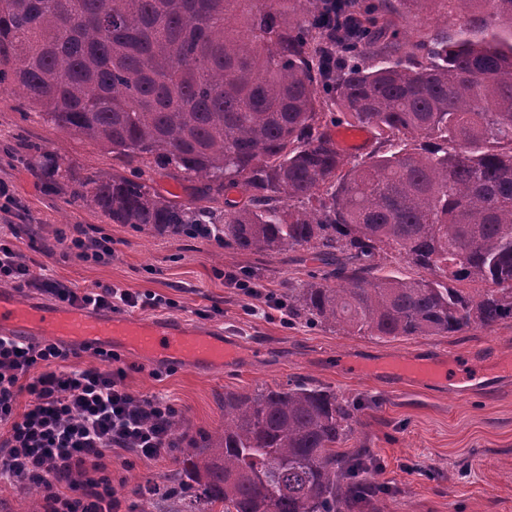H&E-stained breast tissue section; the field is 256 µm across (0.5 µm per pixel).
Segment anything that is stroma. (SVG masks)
Returning a JSON list of instances; mask_svg holds the SVG:
<instances>
[{"label":"stroma","instance_id":"obj_1","mask_svg":"<svg viewBox=\"0 0 512 512\" xmlns=\"http://www.w3.org/2000/svg\"><path fill=\"white\" fill-rule=\"evenodd\" d=\"M20 93L0 91V187L14 199L0 212V237L15 241L33 272L76 288L112 284L152 291L173 301L154 317L223 331L253 348L224 370L200 373L149 365L121 355L125 383L137 395H157L178 410L180 443L224 426V393L284 388L314 382L360 403V424L349 447L374 454L372 482L386 492L363 512H512V377H491L497 359L512 357V322L475 328L461 336L381 340L299 320L247 314V297L223 279L235 273L250 286L286 299L289 286L322 280L328 268L311 251L284 249L273 256L243 254L212 239L147 234L115 224L100 211L73 203L59 177L39 167L42 153H58L61 168L103 179L133 177L131 167L94 143L65 135L38 113L24 111ZM86 230L112 241L110 260L95 263L64 254L59 232ZM452 355L448 382L418 385L358 377L350 359ZM182 467L181 452L158 460L112 454V481L132 512H177L179 500H146V483L163 484Z\"/></svg>","mask_w":512,"mask_h":512}]
</instances>
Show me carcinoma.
I'll return each mask as SVG.
<instances>
[{"label": "carcinoma", "instance_id": "cac0c4a2", "mask_svg": "<svg viewBox=\"0 0 512 512\" xmlns=\"http://www.w3.org/2000/svg\"><path fill=\"white\" fill-rule=\"evenodd\" d=\"M392 0H0V90L128 166L201 181L174 203L124 176L68 173L114 224L335 261L288 315L382 340L512 322V0L398 58ZM338 116L327 117V113ZM371 128L364 158L340 122ZM233 192L242 201L229 198ZM395 252L430 277L385 268ZM356 405L296 381L224 392V428L183 449L179 512H355L383 490L341 449Z\"/></svg>", "mask_w": 512, "mask_h": 512}]
</instances>
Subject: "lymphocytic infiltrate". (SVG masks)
Here are the masks:
<instances>
[{"mask_svg":"<svg viewBox=\"0 0 512 512\" xmlns=\"http://www.w3.org/2000/svg\"><path fill=\"white\" fill-rule=\"evenodd\" d=\"M26 288L57 303L96 311L170 307L165 297L112 285L75 288L34 274L16 246L0 240V285ZM48 340L0 335V482L27 477L43 489L45 512H125L106 457L121 449L137 459L171 455L175 406L139 396L125 384L112 354L95 351L92 364ZM29 395L20 406L21 395Z\"/></svg>","mask_w":512,"mask_h":512,"instance_id":"obj_1","label":"lymphocytic infiltrate"}]
</instances>
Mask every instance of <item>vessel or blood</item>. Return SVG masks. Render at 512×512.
I'll list each match as a JSON object with an SVG mask.
<instances>
[{
    "mask_svg": "<svg viewBox=\"0 0 512 512\" xmlns=\"http://www.w3.org/2000/svg\"><path fill=\"white\" fill-rule=\"evenodd\" d=\"M365 129L340 127L336 143L345 150L362 149ZM0 334L21 338L47 337L77 352L101 349L133 351L150 362L186 369H223L241 354L223 332L179 321L143 319L131 314L105 315L88 309L22 302L0 290ZM354 371L364 376L385 375L400 381L428 384L446 378L447 358L360 359Z\"/></svg>",
    "mask_w": 512,
    "mask_h": 512,
    "instance_id": "obj_1",
    "label": "vessel or blood"
}]
</instances>
